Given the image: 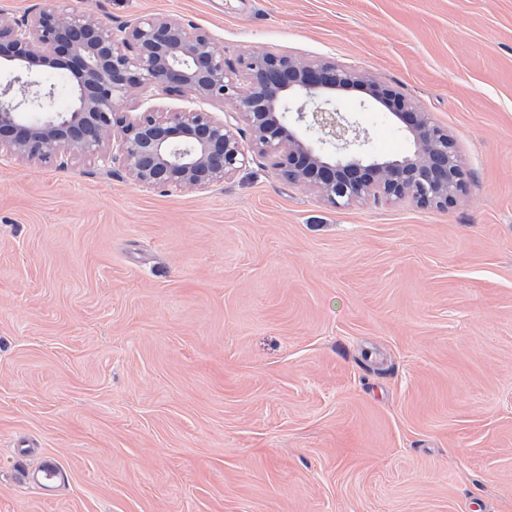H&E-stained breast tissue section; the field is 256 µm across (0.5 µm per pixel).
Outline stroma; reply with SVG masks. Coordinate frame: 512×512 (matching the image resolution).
<instances>
[{"instance_id":"35a3bbf8","label":"stroma","mask_w":512,"mask_h":512,"mask_svg":"<svg viewBox=\"0 0 512 512\" xmlns=\"http://www.w3.org/2000/svg\"><path fill=\"white\" fill-rule=\"evenodd\" d=\"M369 73L447 128L445 209L0 153V512H512V0H59ZM343 93L374 155L387 112ZM53 461V490L20 467Z\"/></svg>"}]
</instances>
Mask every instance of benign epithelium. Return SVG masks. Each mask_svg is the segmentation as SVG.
<instances>
[{
  "label": "benign epithelium",
  "mask_w": 512,
  "mask_h": 512,
  "mask_svg": "<svg viewBox=\"0 0 512 512\" xmlns=\"http://www.w3.org/2000/svg\"><path fill=\"white\" fill-rule=\"evenodd\" d=\"M0 62L15 72L0 86V151L28 164L118 161L138 186L168 193L206 190L246 164L233 124L211 112L150 107L126 120L129 102L153 90L229 102L233 118L250 127L255 151L333 205L372 197L446 208L466 185L448 131L390 86L330 61L254 52L241 60V90L216 38L173 17L143 16L116 32L92 14L43 0L29 19L0 20ZM35 66L73 77L69 110L55 108L53 87L31 76ZM355 84L381 106L396 104L390 118L405 125L409 154L380 158L361 149L340 107L341 90ZM290 112L309 116L315 140L287 127Z\"/></svg>",
  "instance_id": "1"
}]
</instances>
